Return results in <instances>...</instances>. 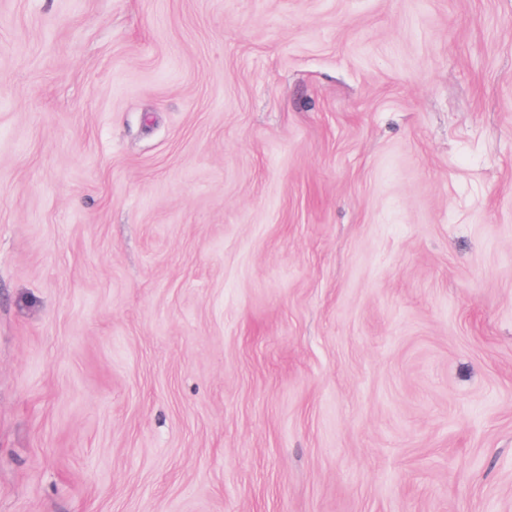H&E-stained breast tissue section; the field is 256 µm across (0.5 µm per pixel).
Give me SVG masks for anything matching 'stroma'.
I'll list each match as a JSON object with an SVG mask.
<instances>
[{
  "mask_svg": "<svg viewBox=\"0 0 512 512\" xmlns=\"http://www.w3.org/2000/svg\"><path fill=\"white\" fill-rule=\"evenodd\" d=\"M0 512H512V0H0Z\"/></svg>",
  "mask_w": 512,
  "mask_h": 512,
  "instance_id": "1",
  "label": "stroma"
}]
</instances>
